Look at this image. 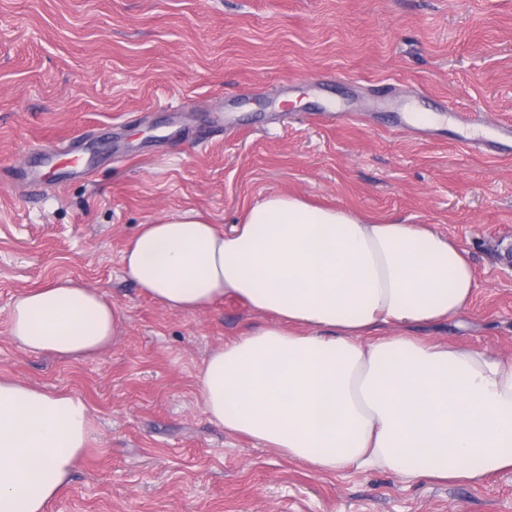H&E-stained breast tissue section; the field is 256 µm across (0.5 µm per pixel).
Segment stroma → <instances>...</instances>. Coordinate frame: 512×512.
Masks as SVG:
<instances>
[{
	"label": "stroma",
	"mask_w": 512,
	"mask_h": 512,
	"mask_svg": "<svg viewBox=\"0 0 512 512\" xmlns=\"http://www.w3.org/2000/svg\"><path fill=\"white\" fill-rule=\"evenodd\" d=\"M398 110L437 114V140L392 130ZM501 125L512 0H0V374L80 397L93 422L50 512H512V472L328 474L224 431L198 373L258 316L232 298L171 313L121 264L140 225L194 209L228 229L271 193L433 224L476 289L419 335L512 356V150L461 145ZM83 131L93 177L12 190L38 145ZM66 277L123 309L112 346L63 359L13 343L12 297Z\"/></svg>",
	"instance_id": "35a3bbf8"
}]
</instances>
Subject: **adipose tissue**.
Listing matches in <instances>:
<instances>
[{
  "instance_id": "adipose-tissue-1",
  "label": "adipose tissue",
  "mask_w": 512,
  "mask_h": 512,
  "mask_svg": "<svg viewBox=\"0 0 512 512\" xmlns=\"http://www.w3.org/2000/svg\"><path fill=\"white\" fill-rule=\"evenodd\" d=\"M123 273L163 308L227 298L259 325L199 373L208 419L317 470H380L479 485L512 471V356L413 335L470 305L466 251L430 224L377 223L292 194L231 230L187 210L141 225ZM121 309L82 281L16 294L20 347L77 358L108 348ZM79 397L0 377V512H47L85 454Z\"/></svg>"
}]
</instances>
